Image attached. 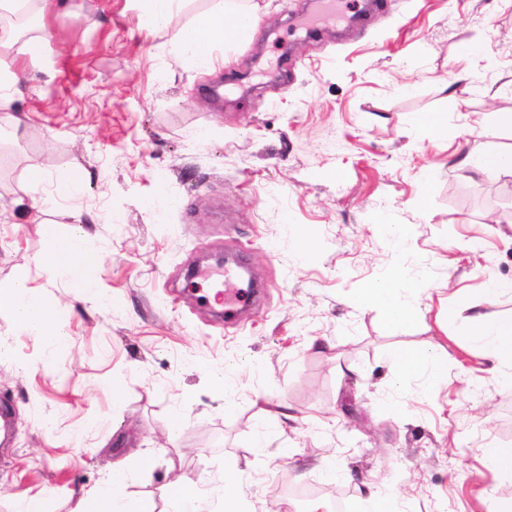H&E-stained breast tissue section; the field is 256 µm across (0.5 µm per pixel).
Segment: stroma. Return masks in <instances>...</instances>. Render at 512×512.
<instances>
[{
    "label": "stroma",
    "instance_id": "35a3bbf8",
    "mask_svg": "<svg viewBox=\"0 0 512 512\" xmlns=\"http://www.w3.org/2000/svg\"><path fill=\"white\" fill-rule=\"evenodd\" d=\"M380 2L363 26L309 34L292 28L306 0H248L251 37L215 49L208 73L171 53L204 0L158 32L134 0H62L38 61L32 28L0 50L27 76L12 104L20 125L0 134V281L26 276L65 322L50 345L0 311V404L13 420L0 512L28 498L76 512L134 448L153 464L127 492L154 512H171L172 473L216 487L229 463L245 512L283 500L308 512L287 498L307 488L318 504L339 494L346 512H365L373 492L393 493L397 512H487L512 499V476L480 454L512 446V384L467 339L473 311L512 316V298L479 291L512 279V176L456 166L512 148V128L481 132L489 113H512V0ZM464 71L467 88L451 98L444 86ZM421 112L461 136L419 137ZM32 166L49 182L31 184ZM75 169L81 191L33 223L34 199ZM158 194L154 216L141 203ZM79 211L96 216L87 277L104 306L73 304V284L35 263L49 247L43 223L65 231ZM381 212L409 230L404 257ZM229 252L263 285L234 325L203 298L211 277L241 288L219 264ZM400 261L419 311L396 328L351 296ZM391 350L430 352L446 370L433 384L403 375Z\"/></svg>",
    "mask_w": 512,
    "mask_h": 512
}]
</instances>
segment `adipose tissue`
Segmentation results:
<instances>
[{"instance_id": "ef3b65f1", "label": "adipose tissue", "mask_w": 512, "mask_h": 512, "mask_svg": "<svg viewBox=\"0 0 512 512\" xmlns=\"http://www.w3.org/2000/svg\"><path fill=\"white\" fill-rule=\"evenodd\" d=\"M257 15L242 10L237 0H206L204 9L193 14L172 40V56L182 66L198 71L209 70L213 64L215 47L231 45L248 38ZM75 223L68 232H58L54 226H45L44 232L51 247L38 260L40 266L54 273L70 277L80 290V297L92 303H102L100 292L86 279V269L92 260L85 247L87 214L76 213ZM410 271L397 267L388 277L371 287L359 290L354 300L362 306L380 309L396 326L405 325L417 313L409 301L405 284ZM8 310L17 327L30 335L41 337L47 344L64 341L62 319L51 311L35 289L29 288L26 278L0 281V310ZM471 341L480 345L485 359L494 371L512 370V317L491 319L483 314L471 318ZM135 469L124 463L112 467L106 484L85 492L79 512H150L145 500L130 497L126 488Z\"/></svg>"}]
</instances>
